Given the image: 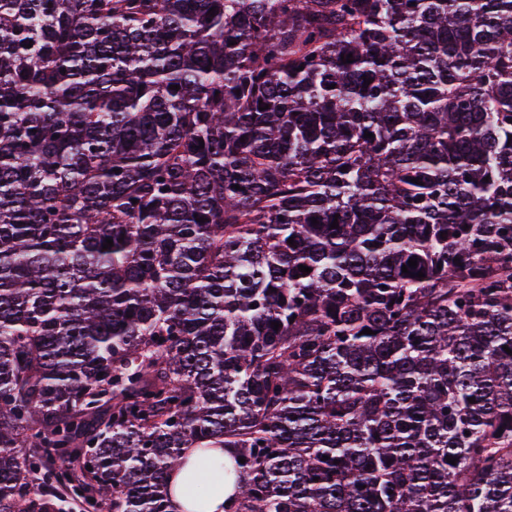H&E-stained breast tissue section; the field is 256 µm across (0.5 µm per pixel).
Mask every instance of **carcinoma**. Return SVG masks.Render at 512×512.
Listing matches in <instances>:
<instances>
[{
    "label": "carcinoma",
    "instance_id": "cac0c4a2",
    "mask_svg": "<svg viewBox=\"0 0 512 512\" xmlns=\"http://www.w3.org/2000/svg\"><path fill=\"white\" fill-rule=\"evenodd\" d=\"M511 135L512 0H0V512H512ZM199 452L200 448H186L182 456L184 466L170 473L169 487L172 489V499L179 506V509L185 512H224L226 502H230V498L233 497L235 491L233 479L225 481L224 478V482L215 494L203 504L204 510H188L190 505L184 495L185 471L193 466Z\"/></svg>",
    "mask_w": 512,
    "mask_h": 512
}]
</instances>
